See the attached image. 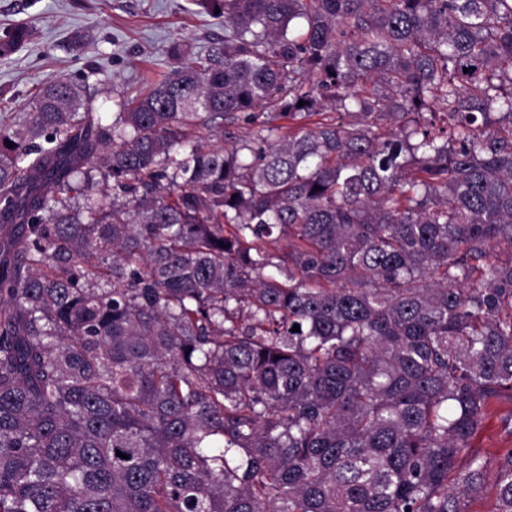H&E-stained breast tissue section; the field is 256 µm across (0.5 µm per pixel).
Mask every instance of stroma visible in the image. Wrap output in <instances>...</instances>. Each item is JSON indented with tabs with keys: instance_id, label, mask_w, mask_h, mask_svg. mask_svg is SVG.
Segmentation results:
<instances>
[{
	"instance_id": "stroma-1",
	"label": "stroma",
	"mask_w": 512,
	"mask_h": 512,
	"mask_svg": "<svg viewBox=\"0 0 512 512\" xmlns=\"http://www.w3.org/2000/svg\"><path fill=\"white\" fill-rule=\"evenodd\" d=\"M22 24L31 41L0 58V117L25 111L39 83L66 78L95 89L103 116L174 67L166 49L223 38L220 20L191 0H0V35Z\"/></svg>"
}]
</instances>
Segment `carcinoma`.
<instances>
[{
    "label": "carcinoma",
    "instance_id": "obj_1",
    "mask_svg": "<svg viewBox=\"0 0 512 512\" xmlns=\"http://www.w3.org/2000/svg\"><path fill=\"white\" fill-rule=\"evenodd\" d=\"M194 2L0 125V512H512V0ZM512 411V402H504L494 406L486 429L482 434L478 446L488 453H496L500 448L512 447V435L510 436L501 425V417Z\"/></svg>",
    "mask_w": 512,
    "mask_h": 512
}]
</instances>
